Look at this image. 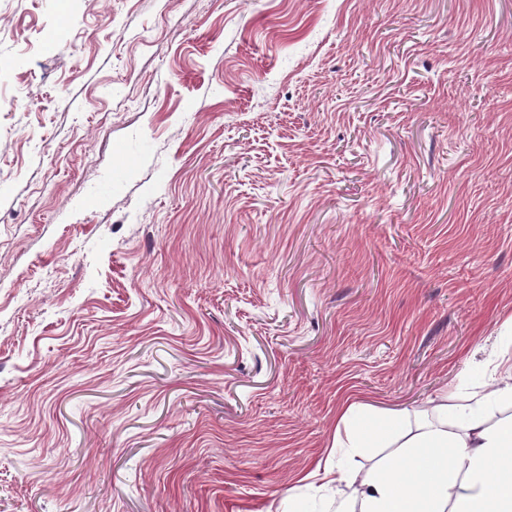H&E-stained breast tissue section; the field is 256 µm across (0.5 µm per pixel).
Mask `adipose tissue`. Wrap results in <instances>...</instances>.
Segmentation results:
<instances>
[{
    "mask_svg": "<svg viewBox=\"0 0 512 512\" xmlns=\"http://www.w3.org/2000/svg\"><path fill=\"white\" fill-rule=\"evenodd\" d=\"M495 372L484 397L459 403L447 392L426 411L343 405L336 448L393 444L401 454L360 479L342 463L318 464L326 483L354 488L336 512H512V357Z\"/></svg>",
    "mask_w": 512,
    "mask_h": 512,
    "instance_id": "obj_1",
    "label": "adipose tissue"
}]
</instances>
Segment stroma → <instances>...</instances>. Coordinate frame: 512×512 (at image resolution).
<instances>
[{"label": "stroma", "mask_w": 512, "mask_h": 512, "mask_svg": "<svg viewBox=\"0 0 512 512\" xmlns=\"http://www.w3.org/2000/svg\"><path fill=\"white\" fill-rule=\"evenodd\" d=\"M510 343L512 0H0V512H327ZM315 471L322 473V478L327 484L336 482V485L344 483L349 486L357 483L356 477L346 470L340 460H336L335 463L332 459L327 458L323 464L322 462L318 463Z\"/></svg>", "instance_id": "obj_1"}]
</instances>
